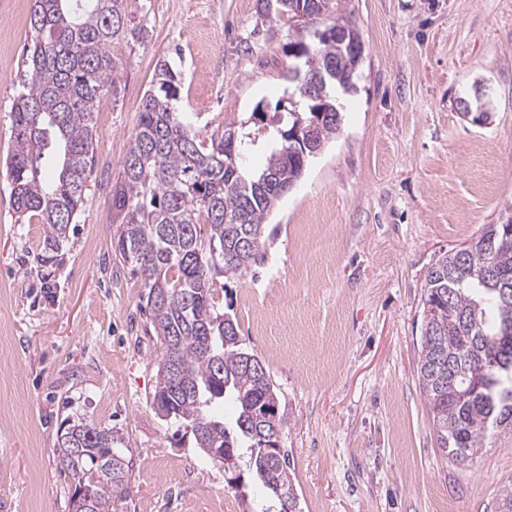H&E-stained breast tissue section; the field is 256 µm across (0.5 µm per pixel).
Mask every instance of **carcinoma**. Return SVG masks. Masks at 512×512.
Listing matches in <instances>:
<instances>
[{"mask_svg":"<svg viewBox=\"0 0 512 512\" xmlns=\"http://www.w3.org/2000/svg\"><path fill=\"white\" fill-rule=\"evenodd\" d=\"M123 0H33L27 79L11 110L12 150L5 164L12 207L45 229L43 261L50 262L83 204L94 169L93 114L100 97L117 90L118 62L110 47L143 29L128 27ZM320 29L312 45L319 63L336 56L326 34L334 12L310 17ZM357 69L336 78L324 73L327 103L336 88L350 92ZM283 97L296 111L261 132L252 120L224 125L202 141L178 110L180 74L166 60L141 100L135 132L112 185V236L116 259L144 279L146 304L157 339L181 366L173 381L166 360L155 376L152 405L191 428L198 448L224 459L250 455L252 475L267 496L275 490L299 508L288 451L269 439L285 433L279 395L270 372L239 348L237 321L220 311L215 276L243 272L265 257V221L305 174L311 154L294 133L298 122L320 118L317 102L288 79ZM342 119L323 120L316 138L327 145ZM235 132L236 138L224 137ZM269 148L260 171L246 158L259 143ZM487 224L467 247L439 258L426 277L418 380L426 397L438 448L462 464L488 440L512 438V216ZM231 398L235 424L216 408ZM110 429L78 421L58 439L60 468L89 498L88 512H131L132 462ZM83 449V456L72 452Z\"/></svg>","mask_w":512,"mask_h":512,"instance_id":"obj_1","label":"carcinoma"}]
</instances>
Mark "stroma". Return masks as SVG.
Returning a JSON list of instances; mask_svg holds the SVG:
<instances>
[{
    "instance_id": "obj_1",
    "label": "stroma",
    "mask_w": 512,
    "mask_h": 512,
    "mask_svg": "<svg viewBox=\"0 0 512 512\" xmlns=\"http://www.w3.org/2000/svg\"><path fill=\"white\" fill-rule=\"evenodd\" d=\"M123 9L149 36L114 50L83 205L45 265L43 227L14 212L5 165L30 30L0 0V26L16 29L0 71V512H68L58 438L81 419L121 436L136 512H267L250 473L229 484L152 405L163 347L143 281L112 253V185L157 62L177 67L206 140L275 104L292 43L313 37L257 0ZM335 16L364 47L341 133L270 213L263 261L217 277L218 304L279 393L302 512H495L512 439L448 459L417 366L429 269L512 215V0H336ZM479 83L493 99L482 125L457 106Z\"/></svg>"
}]
</instances>
